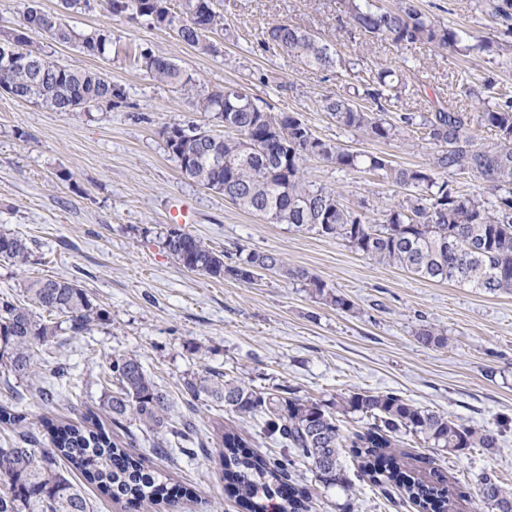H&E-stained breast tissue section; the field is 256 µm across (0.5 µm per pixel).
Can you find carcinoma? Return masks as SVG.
<instances>
[{
	"label": "carcinoma",
	"instance_id": "1",
	"mask_svg": "<svg viewBox=\"0 0 512 512\" xmlns=\"http://www.w3.org/2000/svg\"><path fill=\"white\" fill-rule=\"evenodd\" d=\"M208 12L211 30L224 29V17L214 0H179L171 19L161 14L156 25L180 27L179 38L197 46L203 34L190 18L195 2ZM493 16L512 21V0H490ZM354 28L399 47L425 44L453 50H487L492 42L474 45L456 30L431 20L415 0H399L394 9L374 6L371 0H348ZM13 53L27 52L26 64L11 69L7 79L16 95L52 112H73L89 103H112V82L100 73L55 64L32 55L31 42L15 31ZM59 44L78 41L91 56L108 53L110 35L95 31L78 34L67 24H53L45 31ZM263 46L278 49L323 69L340 62L335 47L307 31L279 21L262 32ZM0 45V51L6 49ZM146 71L194 97L195 108L223 123L224 134L200 126L171 122L161 129L168 153L174 158L194 155L184 174L207 189L224 194L239 208L264 217L271 224H287L323 237L341 239L355 251L386 266L399 267L436 283H463L488 294L512 293V95L497 94L486 102L474 89L468 94L480 105V124L495 132L493 142H480L471 113L452 104L429 101L419 114L404 113L395 120L388 107L398 99L402 75L388 67L371 72L364 89L354 97L324 96L320 111L346 131L364 132L377 140H394L420 133L435 151L427 162L414 167L392 164L383 156L361 153L331 144L313 134L297 116L288 115V137L277 143L272 132L275 113L266 112L242 87L226 86L203 93L197 81L173 62L151 56ZM369 98L373 106L355 98ZM224 167L215 166V155ZM318 157L338 170L371 172L404 195L390 204L378 221L344 205L338 192L316 185L305 177L306 163ZM471 174L490 191L495 201L475 190L453 188L448 175ZM163 246L177 264L197 274L222 279L230 276L251 283L259 270H274L307 282L314 296L328 306L351 309L350 301L315 277L284 267L277 254L249 252L227 263L202 239L177 228L167 230ZM28 242L13 233L0 232V257L17 265L29 261ZM27 300L65 317L66 327L48 323L11 294L0 295V363L18 378L33 375L44 382L68 375L62 363H40L37 348L52 342L66 329L81 336L104 320L86 291L74 280L48 277L25 288ZM107 380L117 385L105 395L101 409H88L77 421H44L50 447H36L28 435L27 413L15 405L0 406V426L18 432L12 444L0 448V512H93L83 484L60 469L64 461L86 483L115 502L158 506L172 504L174 487L159 479L114 439L112 427L127 423L155 431L166 421L169 402L147 374L135 354L109 363ZM185 392L195 398L206 393L224 407L243 416L259 418L260 430L284 448L277 458L251 450V443L233 427L218 431L224 451L220 458L225 485L234 491L241 512H311L312 498L296 486L298 467L308 465L326 487H347L342 459L349 454L359 462L360 476L410 501L416 512H455V497L448 478L432 470L424 476L404 462L398 450L402 437L413 436L450 453L470 448L491 451L498 434L479 430L430 410L395 392H353L326 404L303 399L288 387L257 391L225 379L212 370L186 381ZM367 420L365 431L349 436L342 432V418ZM482 502L491 512H512V489L500 484L492 472L477 479Z\"/></svg>",
	"mask_w": 512,
	"mask_h": 512
}]
</instances>
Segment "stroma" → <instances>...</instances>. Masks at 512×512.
<instances>
[{
    "label": "stroma",
    "mask_w": 512,
    "mask_h": 512,
    "mask_svg": "<svg viewBox=\"0 0 512 512\" xmlns=\"http://www.w3.org/2000/svg\"><path fill=\"white\" fill-rule=\"evenodd\" d=\"M422 10L466 35L499 41L504 28L484 0H418ZM40 8L77 33L107 31L112 48L91 57L79 44H59L32 33L49 59L101 73L111 81V104L52 112L35 102L0 93V231L27 239L31 257L18 266L0 258V294L22 297L26 285L56 276L79 282L104 319L90 335L61 333L40 348L43 361L70 366L55 383L54 401L42 400L43 381L0 373V405L22 403L41 445L47 418H79L98 406L107 387L110 359L137 354L169 402L170 428L135 430L129 450L185 496L160 512H238L224 489L216 424L240 430L259 453L279 455L256 420L224 408L207 395L190 398L185 381L206 370L226 373L253 388L289 386L298 396L330 402L352 392L393 391L415 404L475 428L499 432L497 448L448 453L417 438L405 449L441 470L450 486L465 491L458 512H479L476 477L495 472L512 485V293L491 295L457 283H434L376 263L342 241L271 224L183 174L160 134L169 122L215 127L182 92L141 68V52L169 60L198 78L205 90L243 86L270 112L297 114L319 138L394 164L424 163L434 151L420 134L380 141L336 127L317 106L325 95H349L370 69L400 68L405 85L395 114L420 112L425 101L454 99L471 107L467 89L484 83L512 91V49L462 55L427 45L399 48L352 28L347 0H217L224 31L211 34L204 54L147 19L113 16L104 0L82 10L61 0ZM285 20L335 44L341 63L326 70L265 49L261 32ZM308 178L335 188L351 208L367 204L381 218L397 194L373 174L345 172L321 159L307 164ZM183 200L194 210L190 234L233 257L273 252L283 264L319 278L351 301L350 310L314 298L304 281L267 272L257 284L212 279L178 265L164 250L168 211ZM430 325L448 342L420 343ZM190 424L195 444H183L172 426ZM165 454H158L156 446ZM348 489L324 488L307 466L296 476L313 496V512H414L410 503L387 500L381 489L357 479L358 464L344 457Z\"/></svg>",
    "instance_id": "1"
}]
</instances>
